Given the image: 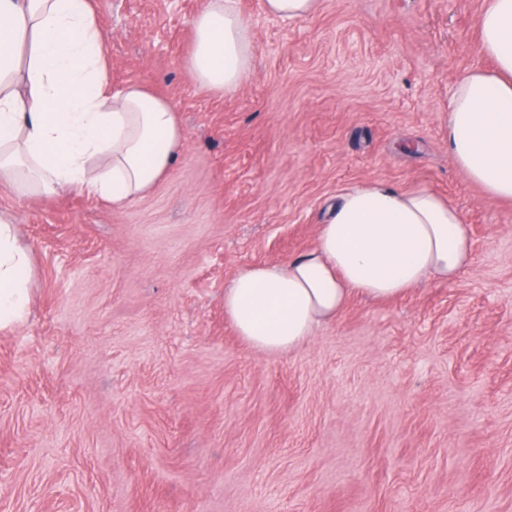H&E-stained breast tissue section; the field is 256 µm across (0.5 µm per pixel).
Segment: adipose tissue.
<instances>
[{
	"mask_svg": "<svg viewBox=\"0 0 512 512\" xmlns=\"http://www.w3.org/2000/svg\"><path fill=\"white\" fill-rule=\"evenodd\" d=\"M186 59L199 87L235 91L250 70L252 30L236 0H206ZM480 54L460 74L442 131L455 166L490 197L512 201V0H485ZM90 0H0V185L22 195L78 191L121 205L171 168L183 132L171 104L136 84L113 91ZM473 261L461 213L440 193L369 180L339 196L310 252L241 266L224 315L253 350L287 354L353 296L387 300ZM33 264L0 219V332L21 322Z\"/></svg>",
	"mask_w": 512,
	"mask_h": 512,
	"instance_id": "obj_1",
	"label": "adipose tissue"
}]
</instances>
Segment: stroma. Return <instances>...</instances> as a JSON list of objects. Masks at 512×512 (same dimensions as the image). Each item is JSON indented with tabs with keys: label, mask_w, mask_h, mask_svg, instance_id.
I'll list each match as a JSON object with an SVG mask.
<instances>
[{
	"label": "stroma",
	"mask_w": 512,
	"mask_h": 512,
	"mask_svg": "<svg viewBox=\"0 0 512 512\" xmlns=\"http://www.w3.org/2000/svg\"><path fill=\"white\" fill-rule=\"evenodd\" d=\"M113 90L166 99L175 164L123 207L0 186L33 260L0 332V512H512V202L453 164L439 112L489 67L484 0H318L270 17L231 93L185 65L204 0H91ZM425 186L470 224L453 282L353 297L290 354L224 317L245 264L309 251L328 205Z\"/></svg>",
	"instance_id": "35a3bbf8"
}]
</instances>
